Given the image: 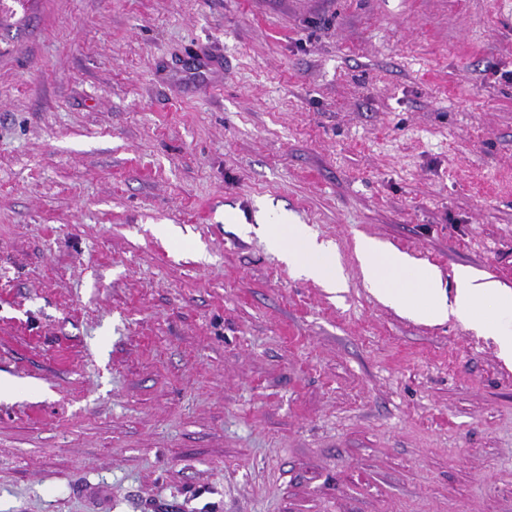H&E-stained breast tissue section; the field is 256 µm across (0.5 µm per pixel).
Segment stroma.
Listing matches in <instances>:
<instances>
[{
	"label": "stroma",
	"mask_w": 512,
	"mask_h": 512,
	"mask_svg": "<svg viewBox=\"0 0 512 512\" xmlns=\"http://www.w3.org/2000/svg\"><path fill=\"white\" fill-rule=\"evenodd\" d=\"M361 236L512 289V0H0V512H512V363ZM271 247L306 276L334 290L343 288V268L334 249L318 242L302 224H267Z\"/></svg>",
	"instance_id": "obj_1"
}]
</instances>
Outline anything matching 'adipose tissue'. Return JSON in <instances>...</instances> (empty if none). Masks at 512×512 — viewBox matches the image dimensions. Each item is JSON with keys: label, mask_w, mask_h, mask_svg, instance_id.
<instances>
[{"label": "adipose tissue", "mask_w": 512, "mask_h": 512, "mask_svg": "<svg viewBox=\"0 0 512 512\" xmlns=\"http://www.w3.org/2000/svg\"><path fill=\"white\" fill-rule=\"evenodd\" d=\"M266 232L271 247L289 265L326 287H344L334 249L319 242L304 225L270 224ZM356 253L365 283L383 302L423 321L454 317L471 329L491 332L500 357L512 363V290L489 274L464 269L458 272L457 288L450 296L434 268L418 265L406 254L385 249L370 238L358 239Z\"/></svg>", "instance_id": "obj_1"}]
</instances>
